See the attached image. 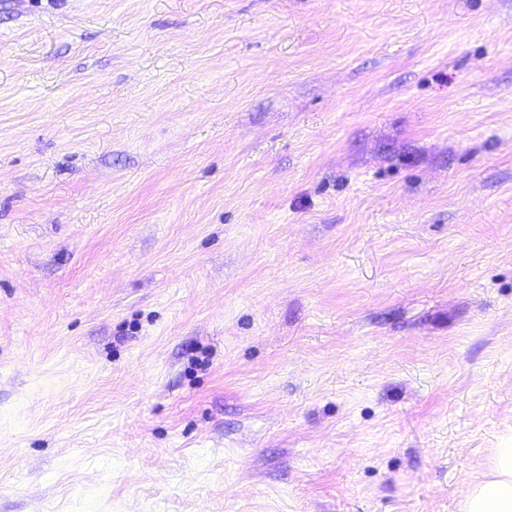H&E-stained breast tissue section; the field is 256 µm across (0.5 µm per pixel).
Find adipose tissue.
<instances>
[{"label": "adipose tissue", "instance_id": "1", "mask_svg": "<svg viewBox=\"0 0 512 512\" xmlns=\"http://www.w3.org/2000/svg\"><path fill=\"white\" fill-rule=\"evenodd\" d=\"M458 512H512V445L491 449L459 492Z\"/></svg>", "mask_w": 512, "mask_h": 512}]
</instances>
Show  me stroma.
<instances>
[{"mask_svg":"<svg viewBox=\"0 0 512 512\" xmlns=\"http://www.w3.org/2000/svg\"><path fill=\"white\" fill-rule=\"evenodd\" d=\"M512 443V0H0V512H457Z\"/></svg>","mask_w":512,"mask_h":512,"instance_id":"obj_1","label":"stroma"}]
</instances>
